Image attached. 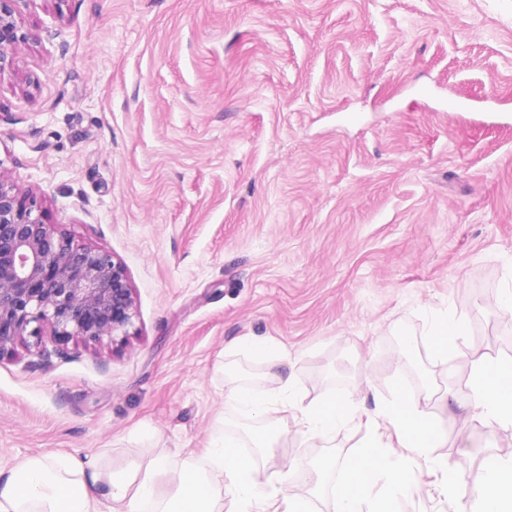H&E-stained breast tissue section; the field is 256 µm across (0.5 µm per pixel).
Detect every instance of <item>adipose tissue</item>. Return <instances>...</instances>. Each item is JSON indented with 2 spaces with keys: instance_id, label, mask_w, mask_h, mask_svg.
<instances>
[{
  "instance_id": "obj_1",
  "label": "adipose tissue",
  "mask_w": 512,
  "mask_h": 512,
  "mask_svg": "<svg viewBox=\"0 0 512 512\" xmlns=\"http://www.w3.org/2000/svg\"><path fill=\"white\" fill-rule=\"evenodd\" d=\"M469 386L490 433L512 431V359H475ZM433 396L425 387L381 404V414L411 455L392 459L378 429H367L346 460L332 512H395L399 497L412 488L411 458H429L441 445L438 419L426 410ZM225 400L251 417L250 442L264 455L275 448L286 418L299 421L310 436L332 438L353 413L350 401L333 396L306 402L290 376L277 377L263 390L234 383ZM445 491L458 512H512V460L485 457L466 477L447 471ZM228 496L240 512H270L279 502L285 512H314L308 499L285 498L283 483L263 481L256 458L220 434L193 461L163 453L147 464L116 469L106 454H43L0 468V512H224Z\"/></svg>"
}]
</instances>
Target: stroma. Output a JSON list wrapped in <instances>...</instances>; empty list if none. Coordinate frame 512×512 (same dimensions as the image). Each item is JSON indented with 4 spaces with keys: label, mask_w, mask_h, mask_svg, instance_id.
Returning a JSON list of instances; mask_svg holds the SVG:
<instances>
[{
    "label": "stroma",
    "mask_w": 512,
    "mask_h": 512,
    "mask_svg": "<svg viewBox=\"0 0 512 512\" xmlns=\"http://www.w3.org/2000/svg\"><path fill=\"white\" fill-rule=\"evenodd\" d=\"M0 75V175L76 243L126 266L125 344L0 360V466L109 452L197 457L250 422L252 338L308 399L354 419L325 446L289 421L264 475L330 512L343 464L396 390L429 382L458 473L512 458L473 417L471 362L512 357V0H30ZM462 315L455 353L432 316ZM399 512H454L412 467ZM466 334L464 321L460 317L437 315L431 320L429 342L432 350L439 356H448V352L459 347ZM246 349L253 357L271 362L273 365L283 359L277 346L266 339H252L247 343Z\"/></svg>",
    "instance_id": "obj_1"
}]
</instances>
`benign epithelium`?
Returning <instances> with one entry per match:
<instances>
[{"instance_id": "1", "label": "benign epithelium", "mask_w": 512, "mask_h": 512, "mask_svg": "<svg viewBox=\"0 0 512 512\" xmlns=\"http://www.w3.org/2000/svg\"><path fill=\"white\" fill-rule=\"evenodd\" d=\"M26 2L0 0V75L26 40L15 23ZM137 319L124 263L46 223L36 201L0 175V359L48 342H123Z\"/></svg>"}]
</instances>
